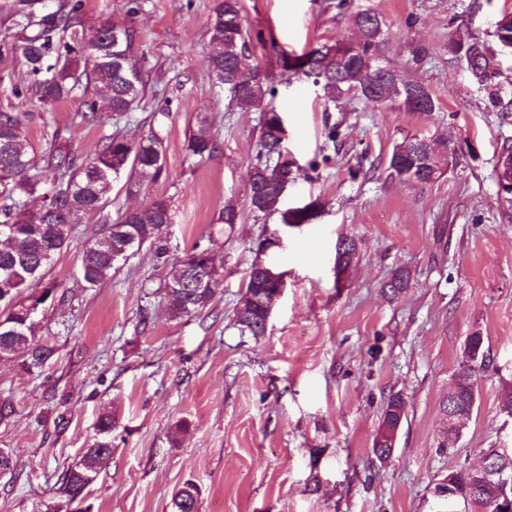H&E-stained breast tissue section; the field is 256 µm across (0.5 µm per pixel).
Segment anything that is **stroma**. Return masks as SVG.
Returning <instances> with one entry per match:
<instances>
[{"mask_svg": "<svg viewBox=\"0 0 512 512\" xmlns=\"http://www.w3.org/2000/svg\"><path fill=\"white\" fill-rule=\"evenodd\" d=\"M80 0L85 26L128 19L148 79L131 136L163 140L158 180L129 194L115 182L107 207L118 215L155 197L170 200L164 233L179 258L208 244L220 286L211 312L172 318L163 299L166 271L142 249L94 289L76 276L95 222L78 224L48 277L66 298L38 329L56 358L41 374L0 360V395L14 399L0 424V448L19 472L0 477V512H66L53 487L62 463L80 459L111 413L112 458L91 485L82 512H172L186 482L200 490L199 512H437V489L459 465L512 442L499 411L512 386V204L498 193L496 166L512 143V118L488 109L487 94L448 53L463 34L494 45L495 23L512 0H241L246 54L275 93L239 111L209 77L211 18L217 0ZM17 0H0V112H17L44 168L45 135L62 129L89 158L120 127L115 114L82 122V98L48 107L19 101L27 68L13 45ZM375 10L386 27L381 59L425 84L431 114L376 107L356 96L329 101L322 82L284 70L283 60L325 43L356 39L354 15ZM427 51L413 57L415 48ZM287 131L283 151L299 175L282 210L321 202L310 224L287 226L280 213L247 207L249 164L265 112ZM216 135L209 160L190 156L199 121ZM337 139H329L330 129ZM446 137L463 153L434 184L389 180L404 138ZM234 202L240 221L219 216ZM355 239L359 258L335 268L336 242ZM285 286L265 335L240 334L233 319L258 246ZM407 289L389 298L393 271ZM480 334L492 362L477 382V403L460 437L444 439L440 402L460 373L467 336ZM407 418L390 459L372 443L391 395ZM188 422L176 432L180 422Z\"/></svg>", "mask_w": 512, "mask_h": 512, "instance_id": "stroma-1", "label": "stroma"}]
</instances>
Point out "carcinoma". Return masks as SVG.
<instances>
[{"mask_svg": "<svg viewBox=\"0 0 512 512\" xmlns=\"http://www.w3.org/2000/svg\"><path fill=\"white\" fill-rule=\"evenodd\" d=\"M29 0H20L18 12L22 39L17 47L29 72L34 76L31 92L46 105H53L82 92V120L97 121L101 112L124 117L140 107L147 80L137 56L136 32L125 19L107 18L89 31L84 27L79 9L69 3L48 14L26 9ZM240 0H217L210 28L209 64L211 75L220 87L228 89L232 101L242 112L251 110L275 88L258 67L248 63ZM358 39L352 43L338 40L312 49L307 54L284 61L287 71L315 76L324 81L332 101L354 91L376 106L398 103L409 112L435 111L436 102L428 88L401 74L386 77L369 66H378V48L382 41V20L371 9L355 16ZM497 49L478 38L448 39V54L457 60L473 56L471 76L488 93L489 105L503 119L512 116V97L502 95L499 76L482 72L480 60L486 56H512V13H505L495 24ZM282 116L272 109L262 121L259 148L250 160L248 207L254 213L277 211L282 197V172L274 156L279 154L278 137ZM190 155L199 161L217 150V139L205 124L188 140ZM33 146L22 130L20 114L0 112V226L9 227L0 244V350L6 349L21 359L28 374L40 372L57 353L55 346L37 336L39 316L65 294L61 285L43 282L46 271L57 254L70 246L75 224L83 219L101 221L99 229L84 245L78 276L85 287L95 288L112 278V270L127 257L147 247L158 261L166 264L168 249L155 231L160 222L172 223L170 200L157 197L139 212H123L114 221L104 214L112 184L125 179L128 191L147 180H156L162 172L163 143L149 132L133 139L123 129L115 130L99 145L94 156L80 161L61 138L52 133L45 150L48 173L37 177L28 172L32 166ZM448 158V140L427 136L405 138L395 145L388 177L414 170L415 183L427 186L442 176L440 162ZM128 248L127 255L116 253ZM209 247L195 243L191 251L171 263L164 288L185 276H192L204 262ZM358 255L356 241L344 238L336 244V272L347 271ZM407 274L392 273L386 282L390 297L395 298L408 286ZM255 267L246 276L245 291L235 308L240 332L254 337L265 333V308L259 296ZM219 289L213 276L204 288H194L167 302L169 314L183 317L210 308ZM34 311H28L29 307ZM471 346L480 350V361L467 365L460 377V391L476 386L480 372L489 367L484 339L475 334ZM405 406L396 394L388 398L382 411L386 423L397 417L396 409ZM110 414L99 417L96 435L85 449L83 467L62 466L57 478V492L69 502L81 501L90 484L112 457ZM477 485L476 470H457V488L469 491ZM198 488L187 483L172 497L173 512H198Z\"/></svg>", "mask_w": 512, "mask_h": 512, "instance_id": "cac0c4a2", "label": "carcinoma"}]
</instances>
